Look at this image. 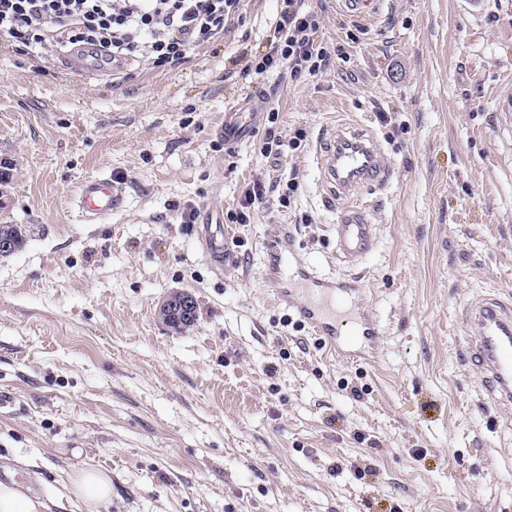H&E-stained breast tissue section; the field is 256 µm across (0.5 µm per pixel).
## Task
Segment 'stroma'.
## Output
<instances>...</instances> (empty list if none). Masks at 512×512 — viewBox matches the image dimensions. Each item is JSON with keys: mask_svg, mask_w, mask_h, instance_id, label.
<instances>
[{"mask_svg": "<svg viewBox=\"0 0 512 512\" xmlns=\"http://www.w3.org/2000/svg\"><path fill=\"white\" fill-rule=\"evenodd\" d=\"M315 42L343 60L315 76L244 75L267 49L281 0H242L224 34L173 68L130 62L101 82L66 71L63 49L0 38V224L26 245L0 257V480L29 482L49 512L78 467L112 474L109 512H512V412L488 407L463 351V306L512 297V0L480 20L457 0H386L377 29L339 0H303ZM261 87L275 130L304 129L292 156L262 160L264 132L230 148L213 129ZM364 120L393 169L373 207L378 245L335 256L336 215L318 195L327 125ZM293 172L250 223H227L223 271L178 207L238 208L242 189ZM122 194L81 223L86 178ZM311 223H300L301 215ZM320 274L360 277L378 335L364 359L328 354L288 324L264 278L270 225ZM185 291L177 331L159 304Z\"/></svg>", "mask_w": 512, "mask_h": 512, "instance_id": "stroma-1", "label": "stroma"}]
</instances>
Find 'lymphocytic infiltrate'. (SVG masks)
Listing matches in <instances>:
<instances>
[{"mask_svg": "<svg viewBox=\"0 0 512 512\" xmlns=\"http://www.w3.org/2000/svg\"><path fill=\"white\" fill-rule=\"evenodd\" d=\"M241 0H0V37L36 51L48 46L104 49L113 63L144 59L173 67L224 32ZM272 26L269 49L249 60L255 75L288 71L291 78L326 70L331 54L312 38L317 19L299 0Z\"/></svg>", "mask_w": 512, "mask_h": 512, "instance_id": "obj_1", "label": "lymphocytic infiltrate"}]
</instances>
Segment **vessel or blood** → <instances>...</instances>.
<instances>
[{
    "label": "vessel or blood",
    "instance_id": "obj_1",
    "mask_svg": "<svg viewBox=\"0 0 512 512\" xmlns=\"http://www.w3.org/2000/svg\"><path fill=\"white\" fill-rule=\"evenodd\" d=\"M347 16L364 21L376 19L383 0H341ZM266 99L248 90L224 112L216 129L225 144L248 141ZM314 160L319 171L321 199L337 209L333 226L337 258L354 265L369 256L377 246V226L369 203L353 196L358 185L385 188L393 169L375 137L362 126L343 124L321 130ZM121 189L117 182L101 177L85 179L72 199V206L84 223L97 224L111 216ZM221 213L205 208L197 237L209 262L216 270L224 268V229ZM289 235L276 229L270 242L268 277L276 284L277 298L291 309L300 325L320 336L328 350L346 359H356L372 347L378 322L371 308L353 309L352 302L363 288L352 276L326 278L310 264L287 260L281 246ZM462 317L470 328L465 354L477 369L485 400L497 407H512V302L496 295H482L464 306Z\"/></svg>",
    "mask_w": 512,
    "mask_h": 512
}]
</instances>
